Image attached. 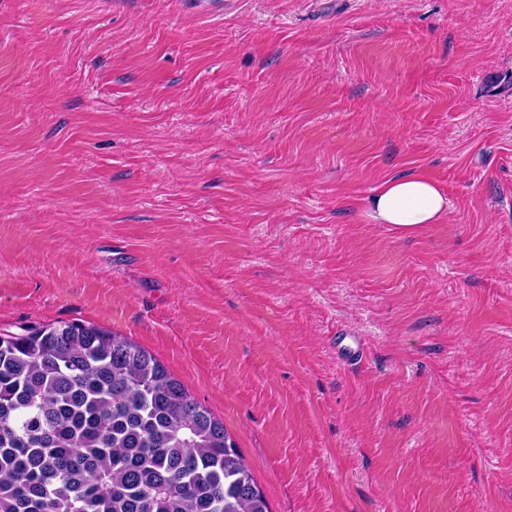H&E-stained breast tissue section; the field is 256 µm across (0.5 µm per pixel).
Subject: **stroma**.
Here are the masks:
<instances>
[{
  "label": "stroma",
  "instance_id": "35a3bbf8",
  "mask_svg": "<svg viewBox=\"0 0 512 512\" xmlns=\"http://www.w3.org/2000/svg\"><path fill=\"white\" fill-rule=\"evenodd\" d=\"M73 321L271 512H512V0H0V330ZM448 215V196L434 181L411 174L384 181L369 199L368 216L401 235H412ZM364 344L358 336H336V353L345 363L353 364L361 360Z\"/></svg>",
  "mask_w": 512,
  "mask_h": 512
}]
</instances>
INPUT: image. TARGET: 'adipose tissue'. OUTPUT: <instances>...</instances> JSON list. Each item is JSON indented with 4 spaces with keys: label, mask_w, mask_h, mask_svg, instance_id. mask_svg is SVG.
Segmentation results:
<instances>
[{
    "label": "adipose tissue",
    "mask_w": 512,
    "mask_h": 512,
    "mask_svg": "<svg viewBox=\"0 0 512 512\" xmlns=\"http://www.w3.org/2000/svg\"><path fill=\"white\" fill-rule=\"evenodd\" d=\"M448 214V197L434 181L411 174L384 181L369 199L368 216L401 235L439 223Z\"/></svg>",
    "instance_id": "ef3b65f1"
}]
</instances>
